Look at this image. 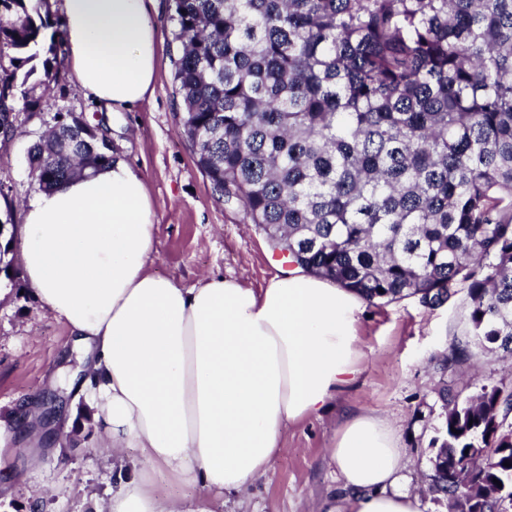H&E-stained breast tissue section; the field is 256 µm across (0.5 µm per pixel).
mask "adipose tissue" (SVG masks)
Instances as JSON below:
<instances>
[{
    "label": "adipose tissue",
    "instance_id": "1",
    "mask_svg": "<svg viewBox=\"0 0 512 512\" xmlns=\"http://www.w3.org/2000/svg\"><path fill=\"white\" fill-rule=\"evenodd\" d=\"M153 0H60L66 63L102 110L133 109L157 71ZM21 263L34 294L85 356L86 414L112 466L141 468L98 512H224L283 453L288 425L353 383L365 301L296 269L265 287L208 276L185 288L148 269L152 202L123 160L28 200ZM328 456L343 494L327 512H419L401 488L387 419L344 414ZM166 469L189 497L157 495Z\"/></svg>",
    "mask_w": 512,
    "mask_h": 512
}]
</instances>
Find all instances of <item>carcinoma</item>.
Listing matches in <instances>:
<instances>
[{
    "label": "carcinoma",
    "mask_w": 512,
    "mask_h": 512,
    "mask_svg": "<svg viewBox=\"0 0 512 512\" xmlns=\"http://www.w3.org/2000/svg\"><path fill=\"white\" fill-rule=\"evenodd\" d=\"M178 125L224 203L305 270L373 304L467 289L477 352L512 355V0H172ZM49 0H0V135L14 91L59 77ZM112 163L83 118L32 150L40 188ZM431 494L509 512L512 392L448 401ZM511 466H504V462ZM466 481L467 493L459 488ZM500 481L501 485L494 484Z\"/></svg>",
    "instance_id": "carcinoma-1"
}]
</instances>
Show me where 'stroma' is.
Here are the masks:
<instances>
[{"label": "stroma", "instance_id": "1", "mask_svg": "<svg viewBox=\"0 0 512 512\" xmlns=\"http://www.w3.org/2000/svg\"><path fill=\"white\" fill-rule=\"evenodd\" d=\"M171 5V0H158L156 81L152 93L132 110L103 117L67 69L50 83L47 104L16 107L15 134L0 138V197L12 203L0 213V224L22 223L21 208L35 189L33 145L59 117L81 115L97 134L106 135L114 155L146 183L154 212L153 273L186 288L212 274L262 288L287 271L288 261L273 251L261 230L247 223L242 209L225 206L213 192L179 133ZM10 255V271H0V412L20 415L27 402L53 389L78 414L71 423L59 424L55 447L44 453L37 477L21 471L12 475L18 491L0 500V512H95V498L107 497L118 479L131 478L136 470L112 471L106 450L81 411L79 389L55 384L65 364L61 356L69 331L29 290L18 261L19 238H12ZM468 312L463 291L438 307L423 306L415 298L384 306L366 304L358 315L362 359L356 382L331 410L289 428L285 454L243 502L227 503L228 512H318L321 502L340 490L327 450L347 409L374 412L392 422L407 450L403 489L418 495L421 512H448L446 502L425 491L434 455L429 442L442 427L436 389L447 386L449 399L460 401L481 384L512 389V359L497 353L481 355L474 365L441 370L444 356L469 332ZM65 365L73 374L79 369L74 359Z\"/></svg>", "mask_w": 512, "mask_h": 512}]
</instances>
